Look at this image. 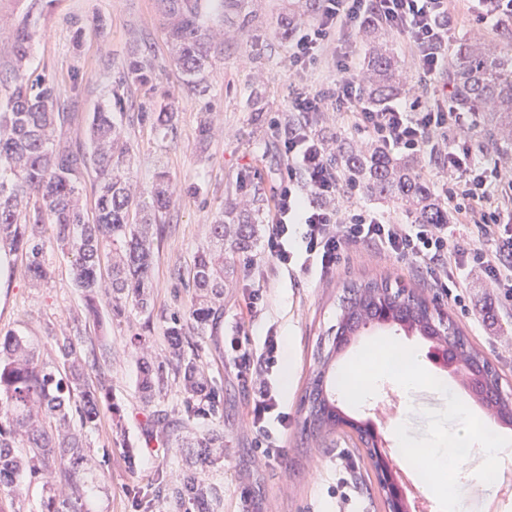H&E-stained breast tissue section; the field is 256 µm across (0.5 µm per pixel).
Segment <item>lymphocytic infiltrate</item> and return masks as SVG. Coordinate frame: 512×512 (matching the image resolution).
Here are the masks:
<instances>
[{
  "instance_id": "lymphocytic-infiltrate-1",
  "label": "lymphocytic infiltrate",
  "mask_w": 512,
  "mask_h": 512,
  "mask_svg": "<svg viewBox=\"0 0 512 512\" xmlns=\"http://www.w3.org/2000/svg\"><path fill=\"white\" fill-rule=\"evenodd\" d=\"M451 0H318L314 21L288 42V64L296 71L331 57L336 69L327 87L294 92L289 111L296 122L273 121L287 168L280 180L267 226L266 254L276 269L333 273L346 244H364L383 256L425 263L435 286L463 284L466 271L479 268L488 287L512 302L511 214L502 204L506 181L499 163H478L458 131L471 125L442 83L448 43L455 32ZM377 21L403 37L409 47L417 92L411 101L372 107L349 65L348 42L356 30ZM350 113L357 129L387 150L429 154L448 172L441 201L472 236L468 249L456 247L446 224H398L350 201L343 176L314 121L326 111ZM300 238L304 253L290 242Z\"/></svg>"
}]
</instances>
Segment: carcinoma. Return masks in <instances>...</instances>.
Here are the masks:
<instances>
[{"label":"carcinoma","mask_w":512,"mask_h":512,"mask_svg":"<svg viewBox=\"0 0 512 512\" xmlns=\"http://www.w3.org/2000/svg\"><path fill=\"white\" fill-rule=\"evenodd\" d=\"M163 13L175 18L169 29L174 62L185 77V86L198 94L207 88V74L217 49L199 19L191 0H161ZM499 15V37L490 44L479 38L459 43L449 64L448 84L458 109L480 117L490 140L512 139V15L499 13L496 0L484 5ZM369 42L365 73L358 80L366 97L376 103L400 94L402 69L388 41L375 26L364 30ZM33 33L30 25L18 26L12 49L16 66L0 73V251L9 256L22 253L33 285L47 279L42 260L46 239L74 258L72 277L85 298L88 317L99 316L102 298L108 299L111 315L121 316L132 303L148 308L154 241L152 225L162 223L169 209L170 176L155 175L148 197L133 191L124 161L129 152L123 130L112 110L124 112L129 100L121 89L137 86L148 94L137 106V118L167 136L174 132L176 112L172 105L155 98L152 64L148 52L132 56L110 90L109 106L95 109L90 117L92 150L55 151L52 141L64 107L45 77L28 71L24 61ZM352 183L371 197L402 205L417 224H446L448 211L438 202L429 182L408 159L392 156L379 146L356 151L342 148L336 158ZM96 173V219L85 221L77 186L82 172ZM35 198L40 205L28 210L24 204ZM50 237H45V231ZM257 224L249 214L231 207L210 225V244L194 260L191 284L194 298L183 314L170 317L166 328L173 361L168 364L144 360L138 388L150 403L168 386L169 378L184 384L186 420L219 414L224 399L197 364L191 340L217 320L224 295V244L234 252H248L256 243ZM115 250L108 289L100 277L102 251ZM335 336L319 343L318 368L305 387L300 408L304 429L310 436L329 435L340 426L352 428L372 455L374 445L361 427L345 419L327 389L326 372L351 338L370 322L400 325L427 340H439L446 355H462L477 377L472 394L497 414L499 424L512 426V398L503 395L497 368L453 321L434 314L426 299L412 289L393 288L386 278H364L343 286L338 302ZM53 357L39 358L26 337L17 333L0 336V495H16L18 482H40L42 512H89L85 476L91 458L82 434L74 426L97 424L104 411L112 410L104 379L88 383L81 361L79 341L63 334L51 337ZM181 426L165 424L155 439L176 448L196 449L199 467L165 486L171 512H218L220 489L206 482L203 471L224 456V433L211 431L191 441L180 440Z\"/></svg>","instance_id":"obj_1"}]
</instances>
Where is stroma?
I'll list each match as a JSON object with an SVG mask.
<instances>
[{"label":"stroma","instance_id":"35a3bbf8","mask_svg":"<svg viewBox=\"0 0 512 512\" xmlns=\"http://www.w3.org/2000/svg\"><path fill=\"white\" fill-rule=\"evenodd\" d=\"M33 0H0V71L15 64L11 34L31 20L35 35L28 67L45 74L66 105L58 123L54 150L88 149L89 120L105 105L108 92L132 53L148 50L159 92L176 101L175 132L159 136L139 123L135 112L115 113L122 123L129 154L126 170L133 183L149 188L155 173L173 177L172 199L164 216L166 231L154 243L152 299L148 310L127 305L121 317L102 308L100 320L89 319L81 291L71 277L70 255L46 243L43 261L49 272L41 287L25 274L26 259L14 256L11 273H0V336L15 331L27 336L40 358L50 359L51 338L65 332L81 340L89 379L105 378L123 430L114 433L109 415L85 430L87 451L102 464L87 477L92 512H142L143 497L152 512H166L156 497L157 477L171 479L188 468V452L152 439L162 418L181 416L183 393L169 383L163 397L145 402L138 390L141 357L169 358L166 327L173 312L186 311L193 291L179 281L175 269H188L209 242V226L222 208L243 204L267 224L275 191L286 166L273 118L284 117L289 91L330 85L334 69L318 66L303 72L288 67L286 0H235L233 9L215 12L211 0H199V11L214 42L224 45L208 77L206 96L187 92L175 67L168 40L171 20L160 0H54L45 13ZM108 20L105 30L96 19ZM212 129L207 143L197 137L202 117ZM234 275L224 285L223 315L197 337L199 362L213 386L224 392L223 418L190 422L188 433L224 430V458L206 470L208 483L221 489V512H385V496L357 435L340 428L325 437L302 430L300 399L317 368V343L336 331L338 298L344 284L365 277H386L392 285L412 288L441 315L450 317L483 351L502 375V390L512 395V305L488 288L479 270L467 275L459 297L435 288L425 265L371 256L367 247L347 246L336 272L318 278L301 271L273 269L263 245L249 254L226 253ZM276 331L282 349L272 370L260 357L267 331ZM245 338L249 371H241L232 338ZM378 337H390L425 354L422 338L390 326L361 329L336 359L328 387L337 407L357 421L374 426L388 448L395 430L408 424L412 437L424 434L425 409L440 410L442 394L431 393L422 406L418 392L381 380L374 396L350 405L341 393L338 368ZM275 382L278 399L288 412V432L281 436L278 456L265 457L262 438L249 423V411L261 381Z\"/></svg>","mask_w":512,"mask_h":512}]
</instances>
